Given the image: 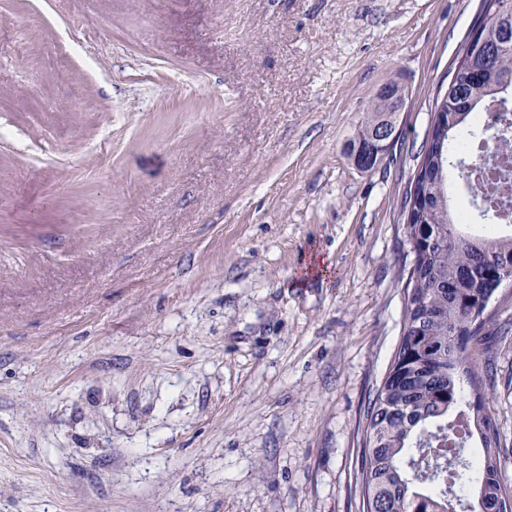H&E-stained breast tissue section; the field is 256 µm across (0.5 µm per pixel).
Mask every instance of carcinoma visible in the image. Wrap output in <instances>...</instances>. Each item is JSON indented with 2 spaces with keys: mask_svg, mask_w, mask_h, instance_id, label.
<instances>
[{
  "mask_svg": "<svg viewBox=\"0 0 512 512\" xmlns=\"http://www.w3.org/2000/svg\"><path fill=\"white\" fill-rule=\"evenodd\" d=\"M493 2L498 13L486 43L504 49L484 79L463 81L451 131L439 142H423L418 153L425 178L408 233L422 247L405 287L410 329L368 398L354 487L357 512H467L473 484L489 509L512 494L501 478L500 432L484 401L492 377L490 347L470 319L471 308L494 292L493 274L505 263L512 266V236L499 235L491 224L459 232L467 212L449 203L442 182L476 134L486 101L512 113V101L503 97L512 89V0ZM376 120L373 104L351 142L366 144Z\"/></svg>",
  "mask_w": 512,
  "mask_h": 512,
  "instance_id": "1",
  "label": "carcinoma"
}]
</instances>
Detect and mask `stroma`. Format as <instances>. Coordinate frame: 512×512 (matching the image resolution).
Returning <instances> with one entry per match:
<instances>
[{"instance_id":"stroma-1","label":"stroma","mask_w":512,"mask_h":512,"mask_svg":"<svg viewBox=\"0 0 512 512\" xmlns=\"http://www.w3.org/2000/svg\"><path fill=\"white\" fill-rule=\"evenodd\" d=\"M481 4L0 0V512H356L402 201ZM392 80L398 140L359 170ZM406 99V91L399 84H385L379 90L376 97L378 112H375L376 105L372 103L366 111V117L350 140V143L366 144L371 139L377 114L381 112L379 128L371 144L367 147L357 145L349 154L355 167L365 171L373 169L382 156L393 147L397 135L398 119L401 112L405 110Z\"/></svg>"}]
</instances>
